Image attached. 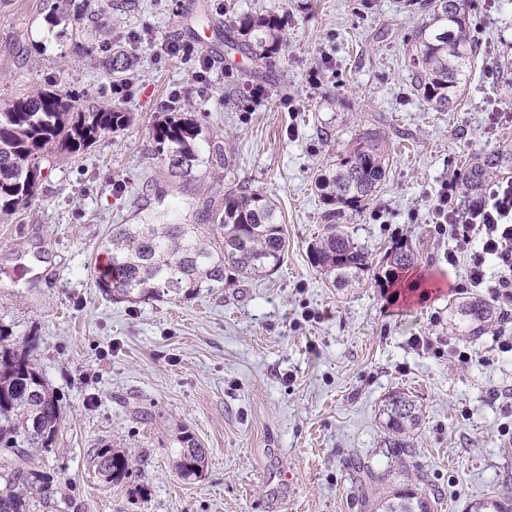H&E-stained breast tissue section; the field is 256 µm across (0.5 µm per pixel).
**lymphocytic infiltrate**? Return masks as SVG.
Masks as SVG:
<instances>
[{
	"label": "lymphocytic infiltrate",
	"mask_w": 512,
	"mask_h": 512,
	"mask_svg": "<svg viewBox=\"0 0 512 512\" xmlns=\"http://www.w3.org/2000/svg\"><path fill=\"white\" fill-rule=\"evenodd\" d=\"M459 181L449 178L429 204L438 232L456 242L448 252L449 265L467 260L465 287L490 294L502 312L512 311V178L495 179L459 211Z\"/></svg>",
	"instance_id": "lymphocytic-infiltrate-1"
}]
</instances>
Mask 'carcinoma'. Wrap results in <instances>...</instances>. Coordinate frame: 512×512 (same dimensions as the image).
Returning <instances> with one entry per match:
<instances>
[{
    "instance_id": "carcinoma-1",
    "label": "carcinoma",
    "mask_w": 512,
    "mask_h": 512,
    "mask_svg": "<svg viewBox=\"0 0 512 512\" xmlns=\"http://www.w3.org/2000/svg\"><path fill=\"white\" fill-rule=\"evenodd\" d=\"M406 9L428 15L416 30L408 53L414 89L426 101L445 110L458 99L478 46L470 34L467 0H403ZM284 19L275 15H240L230 27L239 39L224 46L237 51L255 47L265 57L281 44ZM77 90L44 89L35 96L18 98L0 112V218L31 198L42 180L44 165L57 153L77 155L98 137L124 126L127 116L115 109L87 112L80 108ZM202 134L197 121L174 107L153 128L155 156L170 176L195 180L200 166L229 167L224 141L210 137L201 152L196 141ZM387 170L380 139L374 134L357 138L340 153L315 186L326 211L324 232L310 249V263L332 277L334 286L351 288L370 270L367 246L356 242L336 223L341 208L356 210L371 200ZM512 170V148L485 155L466 170L458 205L465 210L485 184ZM207 224H114L105 249L108 268L98 286L112 296L130 301L168 295L192 296L203 289L221 288L231 269L252 277L265 276L282 262L286 238L274 202L257 191L224 193V205L208 207ZM409 245L394 242L385 251V279L393 281L414 265ZM452 332L477 340L500 320L492 304L469 297L455 304ZM10 333L0 327V512H29L30 498L47 502L50 486L28 462V448H48L62 419L57 398L27 355L5 344ZM385 436L383 454L400 473L410 475L416 455L411 436L420 422L419 409L409 396L394 392L381 409ZM176 468L184 476L203 472L206 450L188 432L178 438ZM351 472L361 503L369 512H435L441 493H426L419 486L396 485L384 495L383 482L360 456L352 458ZM98 473L108 482L124 477L128 458L109 448L97 454ZM466 512H512V498L492 496L470 503Z\"/></svg>"
}]
</instances>
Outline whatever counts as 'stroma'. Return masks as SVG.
Returning a JSON list of instances; mask_svg holds the SVG:
<instances>
[{"instance_id": "obj_1", "label": "stroma", "mask_w": 512, "mask_h": 512, "mask_svg": "<svg viewBox=\"0 0 512 512\" xmlns=\"http://www.w3.org/2000/svg\"><path fill=\"white\" fill-rule=\"evenodd\" d=\"M102 28L67 0H0V109L49 86L82 90L84 108L127 123L83 154L58 156L26 203L0 222V326L28 353L62 408L50 447L30 449L53 486L33 512H362L352 455L384 472L379 408L389 393L416 400L412 466L441 492L438 512L512 496V355L493 336L462 364L447 347L449 307L464 296L467 263L435 230L428 199L475 157L512 145V88L497 74L512 51V0H470L479 43L467 86L438 111L412 88L409 40L423 16L401 0H88ZM284 17L267 59L245 50L198 82L195 60L159 54L157 41L224 42L242 14ZM127 50L122 96L106 61ZM263 87L260 98L252 88ZM223 140L228 169L185 186L155 158L154 126L172 90ZM501 113L492 124L488 113ZM378 133L386 177L345 232L368 247L363 283L340 292L309 249L327 209L314 180L364 132ZM246 187L272 198L288 249L270 275L230 272L193 297H106L97 285L116 224H195L207 203ZM407 242L417 261L395 284L383 255ZM502 393V400L490 397ZM207 450L199 476L175 467L182 431ZM125 454L116 483L96 455Z\"/></svg>"}]
</instances>
